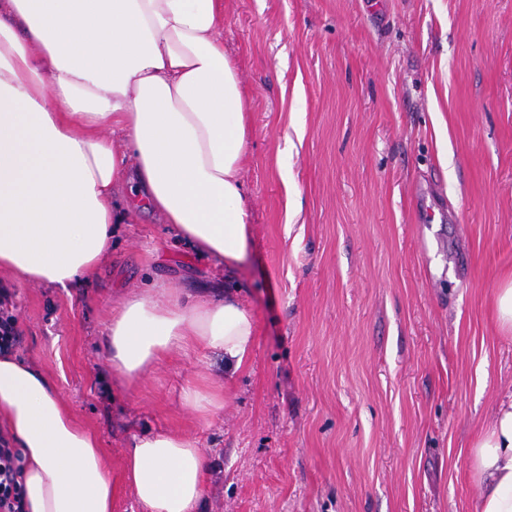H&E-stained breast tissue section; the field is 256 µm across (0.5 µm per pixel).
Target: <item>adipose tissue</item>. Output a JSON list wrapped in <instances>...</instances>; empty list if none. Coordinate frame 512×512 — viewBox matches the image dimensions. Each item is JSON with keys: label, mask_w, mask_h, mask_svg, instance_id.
Instances as JSON below:
<instances>
[{"label": "adipose tissue", "mask_w": 512, "mask_h": 512, "mask_svg": "<svg viewBox=\"0 0 512 512\" xmlns=\"http://www.w3.org/2000/svg\"><path fill=\"white\" fill-rule=\"evenodd\" d=\"M224 0H0V272L65 290L89 286L129 223L120 190L199 255L248 256L249 142L240 72L224 51ZM116 382L169 355L248 361L257 321L235 295L173 285L136 291L106 327ZM209 376L183 390L201 421L224 406ZM0 433L19 450L26 512H113L116 485L96 435L39 369L0 353ZM479 512H512V392L473 446ZM206 459L174 432L132 437L124 478L142 512H198Z\"/></svg>", "instance_id": "1"}]
</instances>
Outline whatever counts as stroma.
Returning a JSON list of instances; mask_svg holds the SVG:
<instances>
[{
	"label": "stroma",
	"instance_id": "stroma-1",
	"mask_svg": "<svg viewBox=\"0 0 512 512\" xmlns=\"http://www.w3.org/2000/svg\"><path fill=\"white\" fill-rule=\"evenodd\" d=\"M250 102L252 248L227 270L135 208L90 287L0 272L15 355L100 439L115 512L132 436L195 439L200 512H478L472 447L512 391V0H224ZM238 291L257 320L210 425L219 354L113 382L112 306L153 283ZM495 309L500 329L505 334H512V278L506 279L498 288Z\"/></svg>",
	"mask_w": 512,
	"mask_h": 512
}]
</instances>
